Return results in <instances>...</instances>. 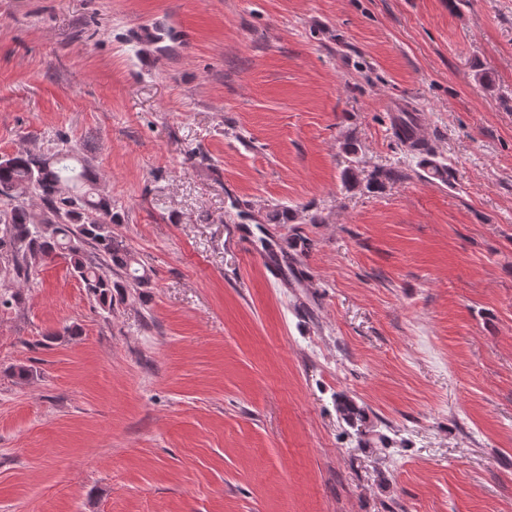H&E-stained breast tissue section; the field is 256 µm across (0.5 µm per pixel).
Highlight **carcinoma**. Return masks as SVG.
I'll list each match as a JSON object with an SVG mask.
<instances>
[{
  "mask_svg": "<svg viewBox=\"0 0 512 512\" xmlns=\"http://www.w3.org/2000/svg\"><path fill=\"white\" fill-rule=\"evenodd\" d=\"M99 177L74 146L49 156L19 151L0 156V273L28 281L39 261L60 258L87 293L112 309V289L147 288L151 275L112 232V199L97 191ZM40 201L35 213L28 201ZM99 258H89L86 246ZM123 274L112 279V271ZM344 420L363 422L364 410L349 399L337 403Z\"/></svg>",
  "mask_w": 512,
  "mask_h": 512,
  "instance_id": "carcinoma-1",
  "label": "carcinoma"
}]
</instances>
